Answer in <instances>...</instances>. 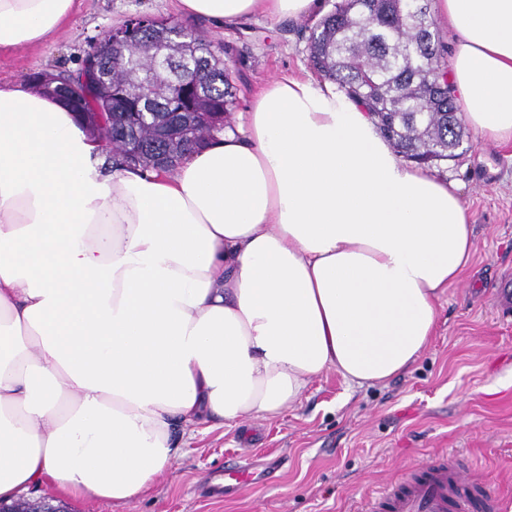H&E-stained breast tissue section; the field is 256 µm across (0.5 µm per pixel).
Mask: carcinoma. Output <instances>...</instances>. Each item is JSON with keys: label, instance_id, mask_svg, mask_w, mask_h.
Listing matches in <instances>:
<instances>
[{"label": "carcinoma", "instance_id": "carcinoma-1", "mask_svg": "<svg viewBox=\"0 0 512 512\" xmlns=\"http://www.w3.org/2000/svg\"><path fill=\"white\" fill-rule=\"evenodd\" d=\"M168 29L185 39L173 48L161 29L147 30L140 41L120 50L111 35L92 47L112 73V87L130 96L131 106L150 113L147 121L127 126L120 121L102 127L101 137L112 147L104 165L154 168L163 151L176 162L191 149L224 132L236 100L224 60V49L173 23ZM308 32L309 58L314 69L360 103L376 119L380 132L403 156L430 166L448 159L461 144L463 127L455 112L446 47L430 15L429 0H336L333 9ZM175 53L178 71L174 85L159 93L135 81L154 68L155 58ZM197 83L209 115L192 122L185 137L162 142L155 129L168 120L167 105L175 101L193 117L195 92L182 84ZM138 145L129 157L126 146Z\"/></svg>", "mask_w": 512, "mask_h": 512}]
</instances>
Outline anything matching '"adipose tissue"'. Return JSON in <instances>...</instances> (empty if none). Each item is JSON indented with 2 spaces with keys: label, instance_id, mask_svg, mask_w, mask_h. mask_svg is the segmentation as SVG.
<instances>
[{
  "label": "adipose tissue",
  "instance_id": "ef3b65f1",
  "mask_svg": "<svg viewBox=\"0 0 512 512\" xmlns=\"http://www.w3.org/2000/svg\"><path fill=\"white\" fill-rule=\"evenodd\" d=\"M76 0H0V53ZM317 0H178L231 27ZM480 136L512 140V0H435ZM466 206L336 83L289 73L170 172H103L77 116L0 81V501L54 485L130 504L178 428L272 420L333 370L408 371L473 255Z\"/></svg>",
  "mask_w": 512,
  "mask_h": 512
}]
</instances>
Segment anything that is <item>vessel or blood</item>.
Returning <instances> with one entry per match:
<instances>
[{
	"label": "vessel or blood",
	"mask_w": 512,
	"mask_h": 512,
	"mask_svg": "<svg viewBox=\"0 0 512 512\" xmlns=\"http://www.w3.org/2000/svg\"><path fill=\"white\" fill-rule=\"evenodd\" d=\"M221 489L250 480L239 465L217 471ZM502 502L486 485L462 474L454 455L412 466L403 476L366 497L359 512H502Z\"/></svg>",
	"instance_id": "obj_1"
}]
</instances>
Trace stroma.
Returning a JSON list of instances; mask_svg holds the SVG:
<instances>
[{
  "mask_svg": "<svg viewBox=\"0 0 512 512\" xmlns=\"http://www.w3.org/2000/svg\"><path fill=\"white\" fill-rule=\"evenodd\" d=\"M333 3L319 0L295 21L256 16L223 29L183 17L177 0H76L68 23L43 43L0 55V80L77 70L91 42L126 19L150 15L223 46L237 88L236 120L275 75L316 77L304 28ZM430 173L453 183L465 201L474 253L441 294L431 343L407 373L358 388L328 371L273 420L211 422L179 433V456L132 504L75 500L50 486L33 501L68 512H356L384 482L451 452L501 499L503 512H512V315L498 303L501 289L512 288V142L466 130L453 157ZM227 462L247 466L252 479L218 495L208 478Z\"/></svg>",
  "mask_w": 512,
  "mask_h": 512,
  "instance_id": "stroma-1",
  "label": "stroma"
}]
</instances>
